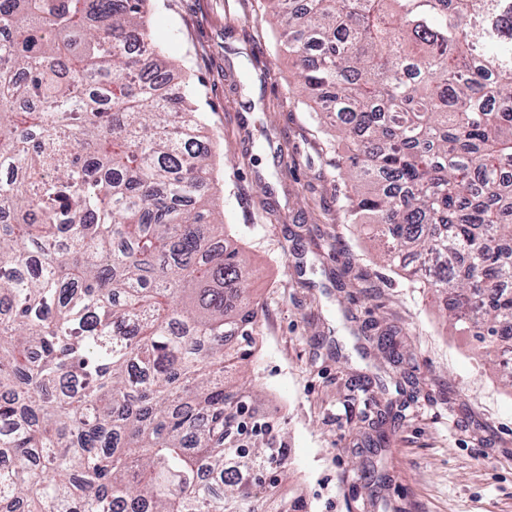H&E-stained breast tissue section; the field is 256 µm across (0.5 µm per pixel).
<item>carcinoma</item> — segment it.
Wrapping results in <instances>:
<instances>
[{
	"label": "carcinoma",
	"mask_w": 512,
	"mask_h": 512,
	"mask_svg": "<svg viewBox=\"0 0 512 512\" xmlns=\"http://www.w3.org/2000/svg\"><path fill=\"white\" fill-rule=\"evenodd\" d=\"M147 2L0 0V512H305L228 385L259 302ZM264 2L349 221L512 336V0Z\"/></svg>",
	"instance_id": "carcinoma-1"
}]
</instances>
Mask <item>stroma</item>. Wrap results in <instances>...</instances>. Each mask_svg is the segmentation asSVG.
Masks as SVG:
<instances>
[{
    "instance_id": "stroma-1",
    "label": "stroma",
    "mask_w": 512,
    "mask_h": 512,
    "mask_svg": "<svg viewBox=\"0 0 512 512\" xmlns=\"http://www.w3.org/2000/svg\"><path fill=\"white\" fill-rule=\"evenodd\" d=\"M214 144L213 191L263 309L243 382L309 512H512V389L445 304L346 218L345 158L258 0H150Z\"/></svg>"
}]
</instances>
